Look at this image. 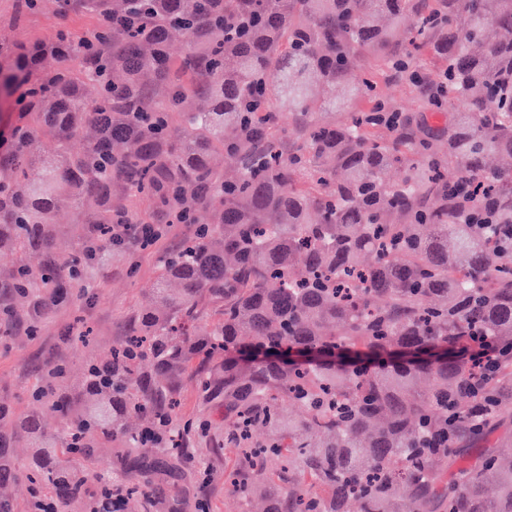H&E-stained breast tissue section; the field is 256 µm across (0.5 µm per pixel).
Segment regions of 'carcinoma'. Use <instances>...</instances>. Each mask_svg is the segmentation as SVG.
<instances>
[{"instance_id":"obj_1","label":"carcinoma","mask_w":512,"mask_h":512,"mask_svg":"<svg viewBox=\"0 0 512 512\" xmlns=\"http://www.w3.org/2000/svg\"><path fill=\"white\" fill-rule=\"evenodd\" d=\"M63 2L98 15L92 44L0 52L29 116L0 151V254L36 261L13 303L36 322L66 298L83 255L55 262L63 199L88 235L137 223L130 189L215 209L87 364L83 401L59 396L60 446L26 421L28 481L56 512L87 507L85 463L108 448L112 498L183 512L191 383L224 401V484L257 512H512V0ZM386 76L419 121L390 117ZM383 92L388 100L402 112L413 116L419 115L417 101L405 82L391 80L384 85Z\"/></svg>"}]
</instances>
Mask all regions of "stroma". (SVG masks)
<instances>
[{"instance_id":"stroma-1","label":"stroma","mask_w":512,"mask_h":512,"mask_svg":"<svg viewBox=\"0 0 512 512\" xmlns=\"http://www.w3.org/2000/svg\"><path fill=\"white\" fill-rule=\"evenodd\" d=\"M98 26L87 10L61 8L57 0H0V46L49 43L58 37L78 42ZM208 207H196L187 224L165 225L161 238L144 249H122L112 260L93 266L81 281L72 282L69 298L52 308L38 332H31L28 317L14 315L10 333L0 335V402L10 404L17 416H33L43 434L58 441L66 422L51 405L37 398L43 369L65 365L62 390L78 395V381L86 364L121 344L132 317L148 304L156 284L160 256L194 237L198 225L209 223ZM189 477L181 484L188 502L203 498L207 512H249L251 505L224 487V458L210 452L205 439H197L188 463Z\"/></svg>"}]
</instances>
